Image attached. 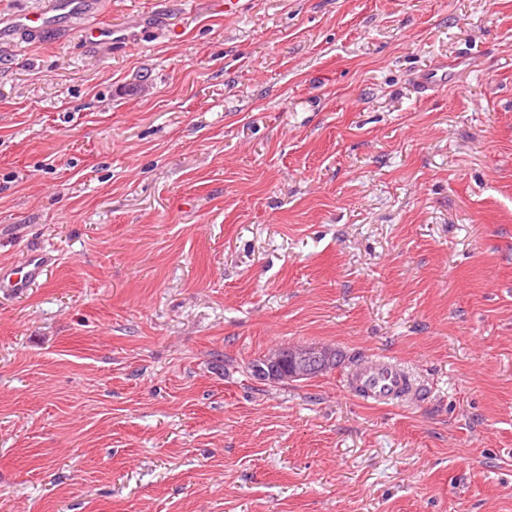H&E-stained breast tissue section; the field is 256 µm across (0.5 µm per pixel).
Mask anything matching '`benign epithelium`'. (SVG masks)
<instances>
[{
  "label": "benign epithelium",
  "mask_w": 512,
  "mask_h": 512,
  "mask_svg": "<svg viewBox=\"0 0 512 512\" xmlns=\"http://www.w3.org/2000/svg\"><path fill=\"white\" fill-rule=\"evenodd\" d=\"M334 350L323 346H297L276 350L256 368L255 376L263 382L302 380L331 364Z\"/></svg>",
  "instance_id": "obj_1"
}]
</instances>
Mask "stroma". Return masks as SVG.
Here are the masks:
<instances>
[{"mask_svg": "<svg viewBox=\"0 0 512 512\" xmlns=\"http://www.w3.org/2000/svg\"><path fill=\"white\" fill-rule=\"evenodd\" d=\"M55 2L0 0V266L55 259L0 512H512V0ZM297 344L342 362L252 376ZM358 394L377 402H386L401 395L407 385L403 372L385 361H374L352 377Z\"/></svg>", "mask_w": 512, "mask_h": 512, "instance_id": "stroma-1", "label": "stroma"}]
</instances>
